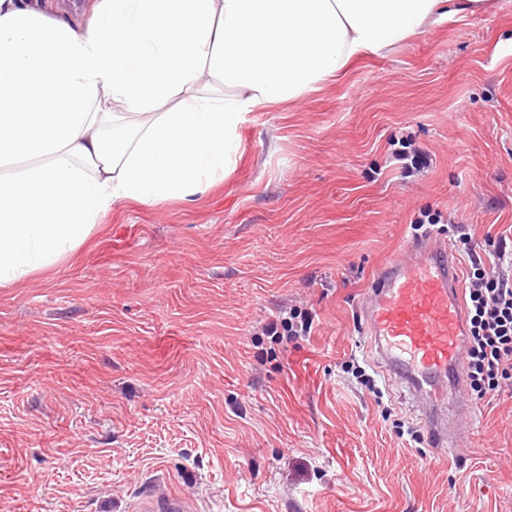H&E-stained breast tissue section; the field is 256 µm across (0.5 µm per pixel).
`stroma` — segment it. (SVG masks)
<instances>
[{
  "label": "stroma",
  "mask_w": 512,
  "mask_h": 512,
  "mask_svg": "<svg viewBox=\"0 0 512 512\" xmlns=\"http://www.w3.org/2000/svg\"><path fill=\"white\" fill-rule=\"evenodd\" d=\"M493 2L252 112L222 182L117 204L0 288V512H132L157 482L200 512H512V389L440 462L400 435L422 425L362 314L423 214L437 239L512 226V0ZM400 141L431 166L403 174ZM294 309L311 335L266 336Z\"/></svg>",
  "instance_id": "35a3bbf8"
}]
</instances>
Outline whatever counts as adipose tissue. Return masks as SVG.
Returning a JSON list of instances; mask_svg holds the SVG:
<instances>
[{
    "label": "adipose tissue",
    "instance_id": "adipose-tissue-1",
    "mask_svg": "<svg viewBox=\"0 0 512 512\" xmlns=\"http://www.w3.org/2000/svg\"><path fill=\"white\" fill-rule=\"evenodd\" d=\"M487 0H0V286L80 247L127 200L204 191L250 112Z\"/></svg>",
    "mask_w": 512,
    "mask_h": 512
}]
</instances>
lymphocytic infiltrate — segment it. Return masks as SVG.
Instances as JSON below:
<instances>
[{"label": "lymphocytic infiltrate", "mask_w": 512, "mask_h": 512, "mask_svg": "<svg viewBox=\"0 0 512 512\" xmlns=\"http://www.w3.org/2000/svg\"><path fill=\"white\" fill-rule=\"evenodd\" d=\"M490 259H483L468 233L452 240L470 262L464 298L468 342L465 350L469 393L475 399L512 381V250L505 236L488 238Z\"/></svg>", "instance_id": "obj_1"}]
</instances>
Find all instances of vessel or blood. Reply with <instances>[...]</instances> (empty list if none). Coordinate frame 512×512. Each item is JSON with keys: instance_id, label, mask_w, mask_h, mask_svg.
Listing matches in <instances>:
<instances>
[{"instance_id": "vessel-or-blood-1", "label": "vessel or blood", "mask_w": 512, "mask_h": 512, "mask_svg": "<svg viewBox=\"0 0 512 512\" xmlns=\"http://www.w3.org/2000/svg\"><path fill=\"white\" fill-rule=\"evenodd\" d=\"M415 257L384 264L364 300L366 332L377 359L408 385L414 408L440 459L457 452L461 422L472 413L461 297L462 269L448 241L415 244ZM137 512H194L193 500L155 486Z\"/></svg>"}]
</instances>
